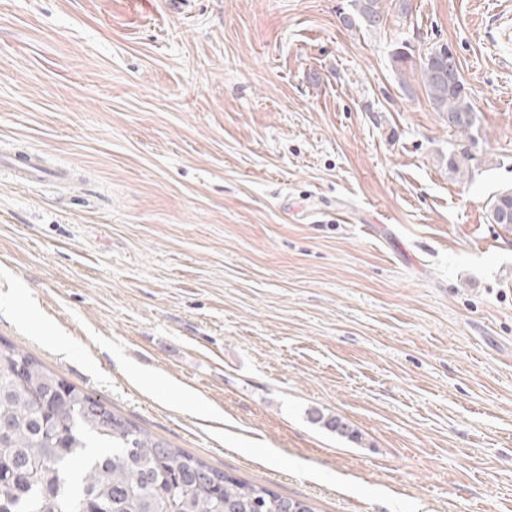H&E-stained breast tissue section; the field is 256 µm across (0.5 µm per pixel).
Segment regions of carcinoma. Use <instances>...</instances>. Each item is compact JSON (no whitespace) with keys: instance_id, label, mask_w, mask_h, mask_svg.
<instances>
[{"instance_id":"carcinoma-1","label":"carcinoma","mask_w":512,"mask_h":512,"mask_svg":"<svg viewBox=\"0 0 512 512\" xmlns=\"http://www.w3.org/2000/svg\"><path fill=\"white\" fill-rule=\"evenodd\" d=\"M370 26L382 0H353ZM428 52L416 64L395 53L399 73L420 76L430 104L468 138L475 109L459 67ZM489 217L512 224V189L489 200ZM0 512H314L300 499L233 477L175 448L0 342Z\"/></svg>"}]
</instances>
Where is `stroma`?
<instances>
[{"label": "stroma", "instance_id": "stroma-1", "mask_svg": "<svg viewBox=\"0 0 512 512\" xmlns=\"http://www.w3.org/2000/svg\"><path fill=\"white\" fill-rule=\"evenodd\" d=\"M352 11L0 0V147L84 176L0 166V338L315 512H512V0ZM440 45L467 139L399 83ZM357 17L369 26L378 25L383 19L382 0H354ZM7 162L10 164L8 171L23 182L41 183L48 177L42 158L36 154H16ZM510 219L506 220L505 217ZM489 217L494 224L508 228L512 224V189L504 190L489 200Z\"/></svg>", "mask_w": 512, "mask_h": 512}]
</instances>
